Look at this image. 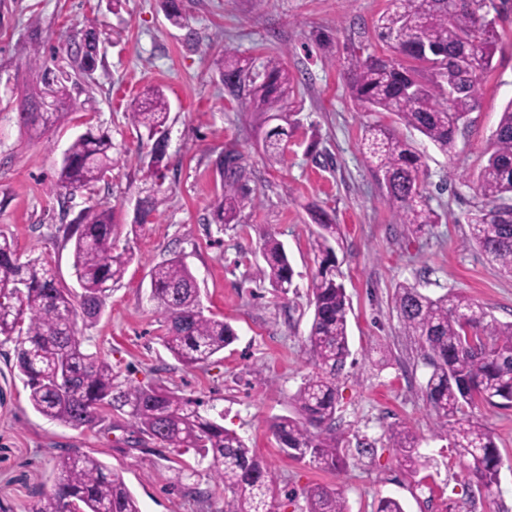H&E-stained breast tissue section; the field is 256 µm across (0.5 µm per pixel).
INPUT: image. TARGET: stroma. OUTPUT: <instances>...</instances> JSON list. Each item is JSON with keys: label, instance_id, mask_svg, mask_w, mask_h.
<instances>
[{"label": "stroma", "instance_id": "1", "mask_svg": "<svg viewBox=\"0 0 512 512\" xmlns=\"http://www.w3.org/2000/svg\"><path fill=\"white\" fill-rule=\"evenodd\" d=\"M387 0H182L186 27L170 24L160 0H0V233L22 258H46L63 288H75L70 241L63 229L89 205L112 208L122 232L118 249L134 258L104 301L95 327L81 328L85 349L100 352L135 385H161L223 414L263 460L279 495L272 512H305L306 491L340 490L350 512H377L382 498L405 512H512V407L479 403L473 419L488 426L502 457L500 484L477 495L435 430L426 396L430 372L415 337L406 335L393 303L398 284L424 294L459 293L501 322L512 321V277L470 247L468 219L480 204L474 177L486 162L500 114L512 100V17L498 22L493 68L477 109L446 155L388 113L362 112L343 74L351 47L385 54L374 23ZM94 27L104 54L69 94L83 109L60 102V116L41 132L21 126L25 97L43 92L46 71L65 64L71 40ZM43 65H29L33 41ZM239 50L254 65L280 56L299 85L290 110L257 112L224 90L216 54ZM158 87L170 104L169 169L160 192L144 173L150 144L127 119L129 104ZM394 127L422 155L420 189L439 223L416 233L400 223L361 152L367 126ZM288 132L282 161L264 151L267 130ZM107 131L117 160L96 193L75 192L60 207L51 190L64 150L88 129ZM243 156L250 195L238 223L216 224L220 191L214 161L224 146ZM156 194L151 224L133 225L139 198ZM341 233L336 249L350 301L351 355L336 377V430L348 457L338 473L318 470L281 452L270 422L297 416L292 400L315 367L306 339L314 306L308 290L316 269L311 242L319 214ZM275 235L294 269L287 295L257 274L261 243ZM181 257L195 275L206 314L230 323L236 341L208 364L183 366L160 339L161 315L150 297L152 268ZM12 344L0 346V512H27L54 481V458L74 448L97 453L136 496L142 512H221L224 490L208 476L178 482L195 465L150 439L133 442L124 415L91 429L63 426L36 413L13 367ZM418 438L429 465L411 474L387 440L391 424ZM209 492L200 508L188 485Z\"/></svg>", "mask_w": 512, "mask_h": 512}]
</instances>
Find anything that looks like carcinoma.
<instances>
[{"mask_svg": "<svg viewBox=\"0 0 512 512\" xmlns=\"http://www.w3.org/2000/svg\"><path fill=\"white\" fill-rule=\"evenodd\" d=\"M511 12L512 0H388L375 33L389 54L351 51L345 65L351 100L363 112L395 115L443 154L453 153L457 133L477 109L482 80L493 67L495 19ZM99 55L100 39L89 29L70 48L69 69L47 78L49 91L57 98L69 97L67 83L95 69ZM219 64L224 89L233 99L247 100L259 112L291 104L296 84L280 57L266 58L255 79L252 65L235 49L222 48ZM52 116L22 112L20 120L35 130ZM128 120L152 143L147 175L160 178L168 167L167 143L158 138L169 120L163 91L148 89L133 104ZM286 136L279 126L266 133L269 157L283 153ZM112 149L105 132L75 138L65 150L53 190L94 191L112 171ZM362 149L400 223L420 232L439 222L419 189L422 158L407 139L389 126L369 125ZM215 165L221 191L213 220L235 224L248 200V171L232 148L222 151ZM476 189L481 205L470 217L468 242L512 276V101L501 113ZM156 210L154 196L139 199L133 225L148 223ZM318 224L312 243L317 267L309 283L314 314L306 343L317 372L293 395L301 417H277L270 430L288 457L340 472L346 462L336 436V373L350 355L349 300L339 281L337 227L326 217ZM117 229L113 210L98 205L84 208L67 225L78 293L58 286L45 259L20 261L14 240L0 234V345L13 344L14 367L29 404L44 418L73 428L105 422L107 409L121 412L128 416L131 433L207 463L206 474L224 486L221 512H271L275 484L267 467L241 437L201 412V401L160 385L126 382L105 357L84 349L77 321L86 326L97 322L105 298L133 259L129 251H116ZM261 253L265 266L258 269L260 278L275 291L288 293L294 270L283 243L269 234ZM151 297L161 311L165 348L187 367L207 363L237 339L228 322L205 315L196 277L178 257L154 267ZM394 305L404 332L418 339L430 368L426 393L437 428L448 435L450 450L468 472L469 486L491 490L499 482L501 457L492 432L468 418L466 408L478 402L512 407V322L497 321L471 299L448 293L431 297L408 283L395 289ZM388 440L409 472L427 467L418 439L404 426L392 425ZM54 471L53 490L40 497L32 512H141L121 477L91 453L74 449L59 455ZM306 502V512H349L342 493L325 486L308 490Z\"/></svg>", "mask_w": 512, "mask_h": 512, "instance_id": "obj_1", "label": "carcinoma"}]
</instances>
